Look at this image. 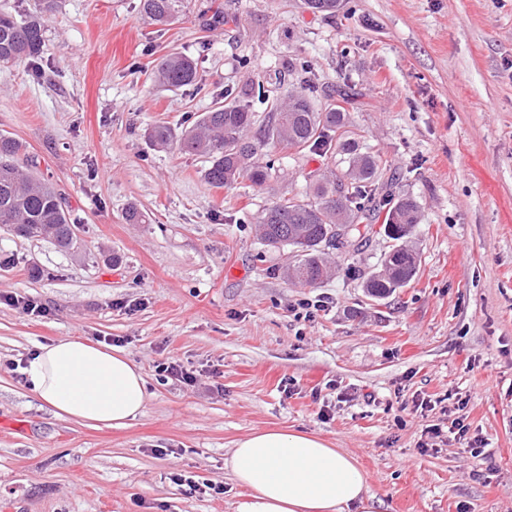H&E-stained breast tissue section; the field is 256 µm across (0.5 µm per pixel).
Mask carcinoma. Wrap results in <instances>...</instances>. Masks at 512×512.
I'll return each instance as SVG.
<instances>
[{
	"label": "carcinoma",
	"mask_w": 512,
	"mask_h": 512,
	"mask_svg": "<svg viewBox=\"0 0 512 512\" xmlns=\"http://www.w3.org/2000/svg\"><path fill=\"white\" fill-rule=\"evenodd\" d=\"M313 13L336 15L341 0H304ZM182 0H140L141 19L167 25L178 18ZM45 18L40 14L16 17L0 14V66L31 61L40 54ZM195 61L172 53L162 60L156 81L167 88L189 86L196 79ZM295 83L285 95L274 98L264 83L245 85L224 92V102L214 104L190 129L177 135L166 125L149 132L153 145L166 147L178 141L182 151L208 157L206 182L215 188H233L243 181L268 187L278 178L277 169L260 159L269 144L304 150L321 143L336 142V149L347 156L342 178L349 181L345 193L336 196V175L321 174L315 181L314 199L280 197L264 209L257 220L262 242L273 248L288 246L294 261L284 269L286 277L301 285H316L332 275L327 250L338 254L359 253L370 241L371 224L387 210L384 235L393 241L380 257V270L372 272L363 284L366 295L385 299L404 288L418 275L420 256L409 239L420 221V206L392 190L393 180L381 181L374 156L363 153L348 136V118L343 104L348 95L330 94L321 110L315 108L317 86L306 63L288 66ZM269 103L263 116L252 102ZM22 145L16 139L0 136V225L21 237H48L63 251L76 243L74 225L67 218L61 194L48 182L24 172L17 164Z\"/></svg>",
	"instance_id": "obj_1"
}]
</instances>
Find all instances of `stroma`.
<instances>
[{
	"label": "stroma",
	"mask_w": 512,
	"mask_h": 512,
	"mask_svg": "<svg viewBox=\"0 0 512 512\" xmlns=\"http://www.w3.org/2000/svg\"><path fill=\"white\" fill-rule=\"evenodd\" d=\"M139 5L0 0L47 18L36 62L0 68V134L64 195L77 237L65 252L0 227V293L48 310L0 302V419L15 423L0 427V512H236L230 450L268 429L356 456L373 512H512V0H344L333 18L301 0H185L166 26ZM217 12L232 23L206 26ZM170 52L195 58L194 85L152 80ZM296 57L319 90L348 91L351 138L421 206L418 276L387 299L362 288L389 244L381 224L314 287L284 277L290 248L256 237L278 196L309 198L324 168L345 170L335 151L268 145L284 180L224 189L205 182V157L148 140ZM321 296L327 308L296 316ZM117 336L149 393L128 426L59 419L26 385L38 345ZM167 360L197 383L159 375ZM477 439L486 458L468 453ZM176 472L209 491L185 493Z\"/></svg>",
	"instance_id": "35a3bbf8"
}]
</instances>
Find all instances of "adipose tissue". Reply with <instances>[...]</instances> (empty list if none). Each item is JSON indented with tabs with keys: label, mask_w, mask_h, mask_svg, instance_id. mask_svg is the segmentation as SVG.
<instances>
[{
	"label": "adipose tissue",
	"mask_w": 512,
	"mask_h": 512,
	"mask_svg": "<svg viewBox=\"0 0 512 512\" xmlns=\"http://www.w3.org/2000/svg\"><path fill=\"white\" fill-rule=\"evenodd\" d=\"M32 391L61 419L123 427L145 409L140 368L123 352L63 338L40 345L25 370ZM228 466L248 492L239 512H372L357 458L318 435L261 431L237 441Z\"/></svg>",
	"instance_id": "1"
}]
</instances>
